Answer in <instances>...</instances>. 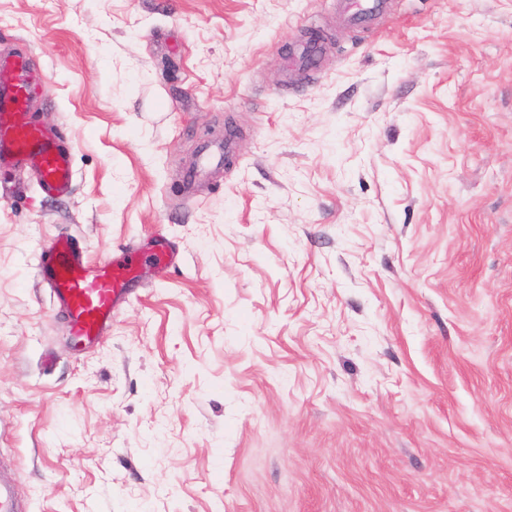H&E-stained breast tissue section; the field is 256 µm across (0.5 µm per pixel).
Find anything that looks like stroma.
<instances>
[{
	"label": "stroma",
	"mask_w": 512,
	"mask_h": 512,
	"mask_svg": "<svg viewBox=\"0 0 512 512\" xmlns=\"http://www.w3.org/2000/svg\"><path fill=\"white\" fill-rule=\"evenodd\" d=\"M13 54L76 173L0 197L16 512H512V0H0ZM60 236L145 254L101 343ZM341 17L353 25L369 24L383 8L386 0H339Z\"/></svg>",
	"instance_id": "1"
}]
</instances>
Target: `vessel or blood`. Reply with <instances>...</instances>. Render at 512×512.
<instances>
[{
  "instance_id": "obj_1",
  "label": "vessel or blood",
  "mask_w": 512,
  "mask_h": 512,
  "mask_svg": "<svg viewBox=\"0 0 512 512\" xmlns=\"http://www.w3.org/2000/svg\"><path fill=\"white\" fill-rule=\"evenodd\" d=\"M384 4L385 0H342L341 17L349 24L366 25ZM31 92L26 61L0 58V170L36 164L42 194L64 197L74 183L71 153L58 131L33 121L28 110ZM37 273L54 304L66 309L72 336L87 342L107 335L113 313L130 294L127 271L90 262L60 237L40 250Z\"/></svg>"
}]
</instances>
